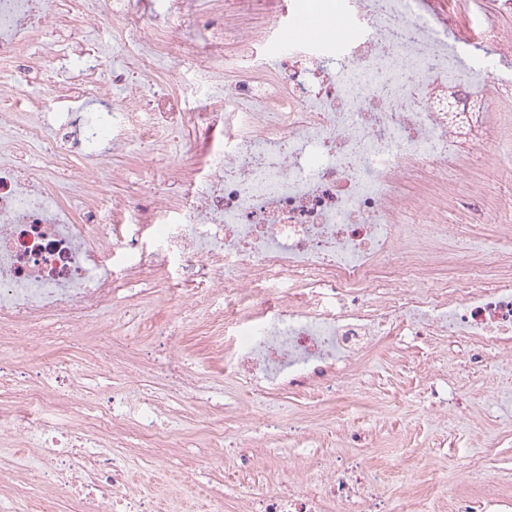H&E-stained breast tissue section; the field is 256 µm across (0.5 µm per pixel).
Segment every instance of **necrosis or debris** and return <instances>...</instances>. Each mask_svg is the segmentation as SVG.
<instances>
[{
	"label": "necrosis or debris",
	"instance_id": "1",
	"mask_svg": "<svg viewBox=\"0 0 512 512\" xmlns=\"http://www.w3.org/2000/svg\"><path fill=\"white\" fill-rule=\"evenodd\" d=\"M208 0L200 49L165 61L179 28L144 35L138 0H109L112 37L125 63L114 67L89 33L99 0H0V365L27 345L68 347L95 336L112 352V325L124 312L119 281L164 280L172 307L202 300L219 312L207 323L209 360L255 397L288 391L334 392L381 339L412 336L425 346L467 343L466 364L512 363V224L498 225L494 247L453 264L444 223L456 195L455 171L480 209L458 208L459 222L491 216L471 181L461 145L512 174V32L498 22L512 0H468L478 36L448 0H341L348 35L295 43L276 66L258 63L267 27L246 26L240 11L284 13V0ZM236 32L225 44V32ZM45 45L35 56L31 48ZM495 54V67L465 63L470 47ZM225 70L224 93L198 112L177 103L191 88L182 70ZM162 82L151 96L147 85ZM41 85L30 119L28 88ZM222 121L224 145L193 142L185 169L170 135ZM136 146L144 166L165 163L187 189L173 205L166 182L95 201L121 179L112 158ZM38 149L44 168L25 162ZM72 169L70 188L55 173ZM418 182L420 197L407 195ZM86 200L75 209L70 196ZM131 217L118 229L108 218ZM65 398H58L56 385ZM0 444L30 459L0 464V487L14 497L0 512H29L27 488L49 501L75 497L81 512H162L178 485L151 482L127 492L118 455L128 430L159 468L171 452L163 401L137 386L106 388L87 419L83 377L64 366L54 381L20 380L0 368ZM238 512H389L378 476L360 461L335 460L321 479L302 477L242 499Z\"/></svg>",
	"mask_w": 512,
	"mask_h": 512
}]
</instances>
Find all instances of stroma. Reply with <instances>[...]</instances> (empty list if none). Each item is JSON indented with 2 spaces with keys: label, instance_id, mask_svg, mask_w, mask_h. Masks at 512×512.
I'll list each match as a JSON object with an SVG mask.
<instances>
[{
  "label": "stroma",
  "instance_id": "obj_1",
  "mask_svg": "<svg viewBox=\"0 0 512 512\" xmlns=\"http://www.w3.org/2000/svg\"><path fill=\"white\" fill-rule=\"evenodd\" d=\"M126 178L106 184L109 194L124 193L127 186L150 192L159 170L142 165L134 153L117 160ZM128 312L116 320L117 339L139 337L145 353L157 351L150 325L167 314L169 304L162 284H125L120 294ZM213 311L204 303L195 309L190 323L172 317L166 331L182 336L191 357L179 364L180 372L194 375L205 388L211 406L199 410L179 398H166V423L177 450L162 466L174 482L184 480L186 464L197 461L190 493L176 512H204L210 503L222 501L223 512H237L250 495L276 488L288 478L289 467L312 472L325 457L362 458L377 470L392 508L410 506L412 512H444L461 487L472 491L493 485L512 500V365L465 368L446 347L428 349L413 337L384 345L372 352L350 376L318 406H310L303 394L285 393L272 398L274 425L247 420L251 404L233 378L223 388L211 389L214 369L205 356L210 337L205 324ZM73 358L82 368L90 390L122 389L127 376L113 371L110 361L93 357L91 348L76 349ZM447 387L446 417L425 413L424 395L431 383ZM352 409L354 429L365 432L366 441L337 436L336 414ZM224 419V477L199 459L209 447L216 417ZM303 426V433L284 439L283 426ZM260 439L261 447L246 443ZM249 465H242V454Z\"/></svg>",
  "mask_w": 512,
  "mask_h": 512
}]
</instances>
